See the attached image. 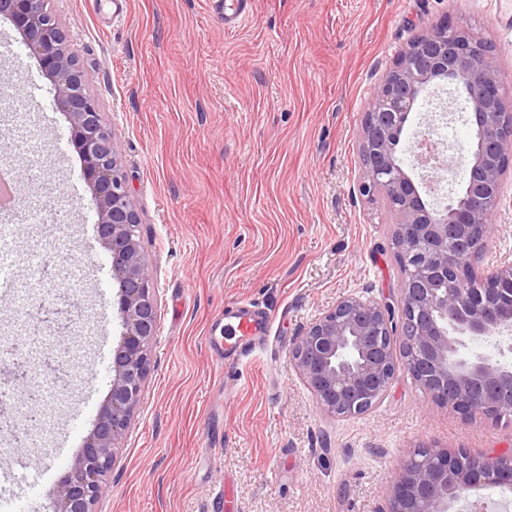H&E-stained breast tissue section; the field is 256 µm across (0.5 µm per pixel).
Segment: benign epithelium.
Wrapping results in <instances>:
<instances>
[{
  "mask_svg": "<svg viewBox=\"0 0 512 512\" xmlns=\"http://www.w3.org/2000/svg\"><path fill=\"white\" fill-rule=\"evenodd\" d=\"M30 55L56 89L68 116L97 215L98 233L118 285L121 332L113 351L110 395L83 453L60 482L53 512H97L151 368L158 331L156 288L140 242L139 215L112 131L104 124L68 34L45 0H0ZM436 81L460 85L472 109L465 197L442 208L422 196L398 156L401 137L420 97ZM507 78L488 42L440 20L413 37L375 88L360 133L359 192L382 198L396 217L392 245L415 268L388 302L343 297L296 338L290 354L318 408L334 417L369 411L386 396L400 369L440 404L465 416L512 420V258L477 266L487 250L485 225L512 174V103ZM413 141V167L436 170L445 154L428 158ZM453 278L462 287L448 290ZM402 336L394 348L395 334ZM493 336L497 353L464 352L467 342ZM512 489V455L448 452L421 444L401 459L385 512H487L465 496Z\"/></svg>",
  "mask_w": 512,
  "mask_h": 512,
  "instance_id": "7a95c632",
  "label": "benign epithelium"
}]
</instances>
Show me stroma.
I'll use <instances>...</instances> for the list:
<instances>
[{
    "mask_svg": "<svg viewBox=\"0 0 512 512\" xmlns=\"http://www.w3.org/2000/svg\"><path fill=\"white\" fill-rule=\"evenodd\" d=\"M88 89L119 147L156 286L152 367L98 512H385L400 460L421 443L512 455V424L469 419L439 405L405 372L364 414L320 411L298 377L293 342L344 296L395 294L401 272L383 199L358 191L359 135L374 86L396 53L441 17L481 33L512 82V34L496 0H254L241 27L225 31L211 0H50ZM14 118L0 121V162L16 171L28 223L11 250L67 246L53 279L19 268L15 288L41 285L83 317L64 342L72 378L66 402L38 383L49 431L27 446L0 441V466L17 477L45 469L35 512H51L59 477L47 467L76 414L91 431L112 379L121 327L111 267L75 274L102 253L96 214L53 86L27 50L0 59ZM465 103L439 83L417 103L410 135L446 113L449 191L469 156ZM491 262L512 255V176L502 186ZM240 304L271 314L256 351L224 362L206 336ZM30 325L0 297V367L22 356Z\"/></svg>",
    "mask_w": 512,
    "mask_h": 512,
    "instance_id": "35a3bbf8",
    "label": "stroma"
}]
</instances>
